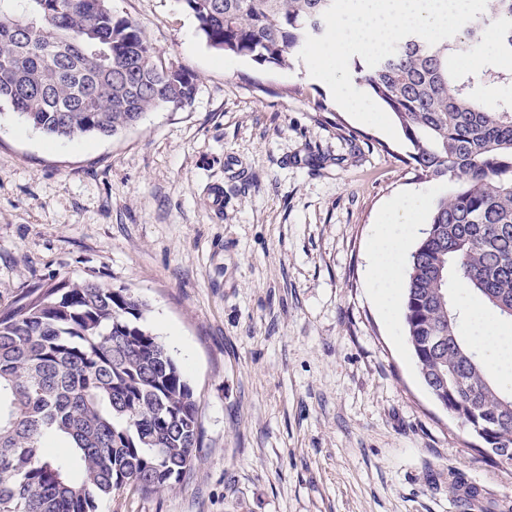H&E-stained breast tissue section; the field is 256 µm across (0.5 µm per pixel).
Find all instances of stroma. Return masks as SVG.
<instances>
[{"mask_svg": "<svg viewBox=\"0 0 512 512\" xmlns=\"http://www.w3.org/2000/svg\"><path fill=\"white\" fill-rule=\"evenodd\" d=\"M112 9L194 76L190 102L72 140L0 106V314L37 283L130 288L199 401L181 482L98 512H465L452 475L505 512L512 470L434 400L402 305L370 282L385 214L407 197L431 208L441 185L303 59L215 50L181 0Z\"/></svg>", "mask_w": 512, "mask_h": 512, "instance_id": "1", "label": "stroma"}]
</instances>
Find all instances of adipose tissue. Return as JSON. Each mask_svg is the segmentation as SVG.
Segmentation results:
<instances>
[{
    "instance_id": "adipose-tissue-1",
    "label": "adipose tissue",
    "mask_w": 512,
    "mask_h": 512,
    "mask_svg": "<svg viewBox=\"0 0 512 512\" xmlns=\"http://www.w3.org/2000/svg\"><path fill=\"white\" fill-rule=\"evenodd\" d=\"M419 201L406 199L399 202L389 213L372 250L371 281L377 288H394L397 271L406 253L404 227L413 225Z\"/></svg>"
}]
</instances>
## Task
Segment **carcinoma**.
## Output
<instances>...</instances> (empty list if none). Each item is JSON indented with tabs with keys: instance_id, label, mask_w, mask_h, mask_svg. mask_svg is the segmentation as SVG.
<instances>
[{
	"instance_id": "obj_1",
	"label": "carcinoma",
	"mask_w": 512,
	"mask_h": 512,
	"mask_svg": "<svg viewBox=\"0 0 512 512\" xmlns=\"http://www.w3.org/2000/svg\"><path fill=\"white\" fill-rule=\"evenodd\" d=\"M217 50L289 68L306 36L325 32L332 0H182ZM498 53L512 58V0H493ZM487 17L458 37L417 35L374 67L355 65L393 114L407 157L444 186L407 259L403 319L419 375L462 428L512 437V390L459 332L462 283L512 324V84L491 64L453 66ZM195 78L157 63L140 26L111 0H23L0 9V103L52 138H109L158 108H179ZM129 288L63 279L24 292L0 316V512H97L100 499L178 484L200 441L194 392L145 324Z\"/></svg>"
}]
</instances>
